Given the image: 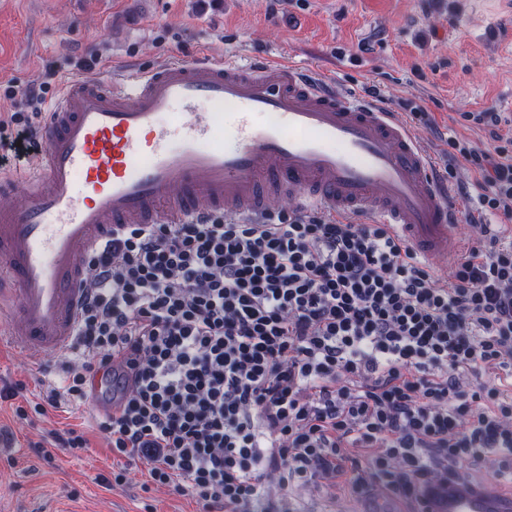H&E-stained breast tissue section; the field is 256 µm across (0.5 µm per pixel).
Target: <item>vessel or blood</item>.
Masks as SVG:
<instances>
[{"instance_id":"obj_1","label":"vessel or blood","mask_w":512,"mask_h":512,"mask_svg":"<svg viewBox=\"0 0 512 512\" xmlns=\"http://www.w3.org/2000/svg\"><path fill=\"white\" fill-rule=\"evenodd\" d=\"M27 172L0 208V314L13 350L65 354L86 294L84 257L121 224L256 218L288 196L405 233L426 260L455 259L462 207L414 130L372 96L279 57L201 54L64 82ZM430 512H512V496L459 481Z\"/></svg>"}]
</instances>
